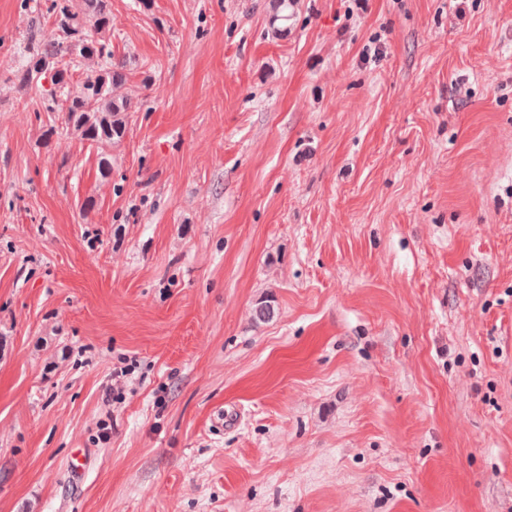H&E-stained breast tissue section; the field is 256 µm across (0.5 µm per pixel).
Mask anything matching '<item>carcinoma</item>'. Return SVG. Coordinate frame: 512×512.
<instances>
[{
  "label": "carcinoma",
  "mask_w": 512,
  "mask_h": 512,
  "mask_svg": "<svg viewBox=\"0 0 512 512\" xmlns=\"http://www.w3.org/2000/svg\"><path fill=\"white\" fill-rule=\"evenodd\" d=\"M57 26L42 31L28 46L26 65L11 70L10 80L22 86L38 85L42 74L50 71L55 85L53 105L47 107L61 117L65 127L81 131L84 139L102 147L124 137L128 126L130 102L117 97L113 90L125 79L122 66L112 63V50L105 41L95 38L112 28L107 0H84L77 11L73 0H52ZM96 58L101 73L86 78L79 93L69 88L77 59Z\"/></svg>",
  "instance_id": "carcinoma-1"
}]
</instances>
